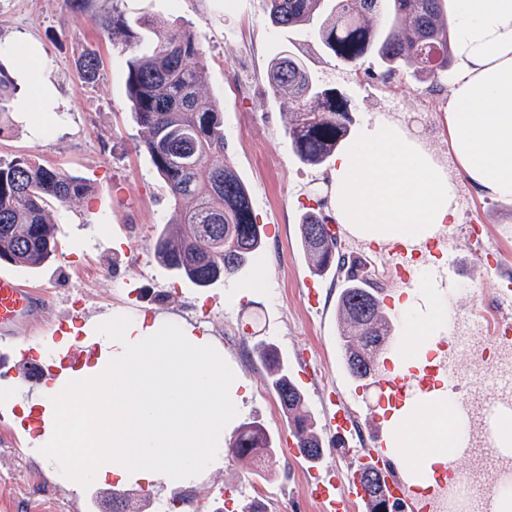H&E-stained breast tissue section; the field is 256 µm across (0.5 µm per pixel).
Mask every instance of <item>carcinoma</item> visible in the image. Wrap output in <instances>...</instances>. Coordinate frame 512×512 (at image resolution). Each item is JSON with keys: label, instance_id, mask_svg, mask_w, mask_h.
I'll list each match as a JSON object with an SVG mask.
<instances>
[{"label": "carcinoma", "instance_id": "carcinoma-1", "mask_svg": "<svg viewBox=\"0 0 512 512\" xmlns=\"http://www.w3.org/2000/svg\"><path fill=\"white\" fill-rule=\"evenodd\" d=\"M272 22L291 28L322 13L317 32L335 58L357 64L371 53L387 64L385 75L412 69L430 80L446 76L454 64L453 35L446 0H265ZM368 14L383 18L374 35L362 22ZM99 34L127 56L126 90L146 152L166 184L177 213L154 242L159 263L174 278L207 288L243 269L263 247L262 225L253 215L246 184L226 157L224 115L198 93L207 57L201 39L182 24L133 27L115 16L94 17ZM93 50L79 57L84 79L98 75ZM271 90L293 103L288 139L300 161L327 163L347 140L352 122L348 101L314 83L304 64L283 55L267 74ZM16 85L0 64V115L14 103ZM91 185L28 154L0 160V263L35 269L54 255L57 242L48 209L84 197ZM321 209L310 208L300 224L303 252L313 273L341 280L337 307L343 321L338 336L348 374L357 382L373 377L390 332L383 314L382 286L359 257L342 252ZM297 446L318 460L323 440L305 395L273 344L257 350ZM227 451L246 466L276 463V448L264 425L242 423Z\"/></svg>", "mask_w": 512, "mask_h": 512}]
</instances>
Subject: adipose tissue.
Here are the masks:
<instances>
[{"label": "adipose tissue", "instance_id": "adipose-tissue-1", "mask_svg": "<svg viewBox=\"0 0 512 512\" xmlns=\"http://www.w3.org/2000/svg\"><path fill=\"white\" fill-rule=\"evenodd\" d=\"M459 73L448 104V142L473 191L512 206V0H455L448 16ZM458 188L447 170L401 124L365 126L337 156L331 205L361 240L425 252L454 223ZM410 313L401 371L422 368L448 338V302ZM62 334L51 347L96 350L94 364L62 370L40 386L17 385L11 405L36 424L31 451L52 465L73 458L85 476L176 488L224 466L226 440L242 406L240 379L213 337L169 319L113 312L106 327ZM436 386L408 391L385 441L411 483L435 485L460 446L463 396Z\"/></svg>", "mask_w": 512, "mask_h": 512}]
</instances>
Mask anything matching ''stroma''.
Here are the masks:
<instances>
[{
  "label": "stroma",
  "instance_id": "stroma-1",
  "mask_svg": "<svg viewBox=\"0 0 512 512\" xmlns=\"http://www.w3.org/2000/svg\"><path fill=\"white\" fill-rule=\"evenodd\" d=\"M118 14L133 20L176 22L203 39L207 67L201 84L204 99L224 114L228 161L247 184L266 246L234 277L208 288L177 280L157 261L154 240L171 220L174 207L149 155L139 148L142 136L126 95V57L99 36L92 18ZM0 57L18 87V103L0 119V159L19 153L86 178L89 195L55 208L57 250L33 272H20L26 285L42 290L40 319L14 328L13 339L0 340V363L13 349L33 357L49 354L55 325L78 328L121 310L129 315H161L205 332L244 385L243 419L264 424L275 440L277 462L264 477L246 473L233 459L223 470L203 473L195 487H152L150 512H209L200 492L233 488L242 505L258 499L267 512H318L303 492L304 477L289 457L294 439L280 404L267 384L254 347L275 343L303 389L315 417L343 400L356 428H369L380 413L377 387H362L347 373L337 336L339 283L314 277L302 252L298 224L307 208L329 205L332 164L306 165L294 156L287 135L286 99L274 96L267 82L273 58L292 54L303 59L319 85L336 89L349 103L352 131L376 119L403 124L448 171L458 185V217L434 253L432 269L447 259L457 264L458 278L470 286L457 308L473 317L492 313L506 334L493 353L462 347L447 350L460 386L479 387L485 374L512 380V363H498L496 353L512 351V206L477 196L450 153L446 116L450 79L420 80L398 72L377 79L375 57L357 65L335 60L315 34L314 25L273 28L263 0H89L84 10L70 0H0ZM96 51V80L83 81L77 61L83 48ZM36 54L45 76L58 92L49 120L30 112L28 54ZM344 252L366 258L383 285L386 313L402 310L415 257L399 256L396 247L369 244L336 225ZM318 285L308 302L306 286ZM113 481L74 483L59 477L28 448L9 407L0 402V512H98L108 507Z\"/></svg>",
  "mask_w": 512,
  "mask_h": 512
}]
</instances>
